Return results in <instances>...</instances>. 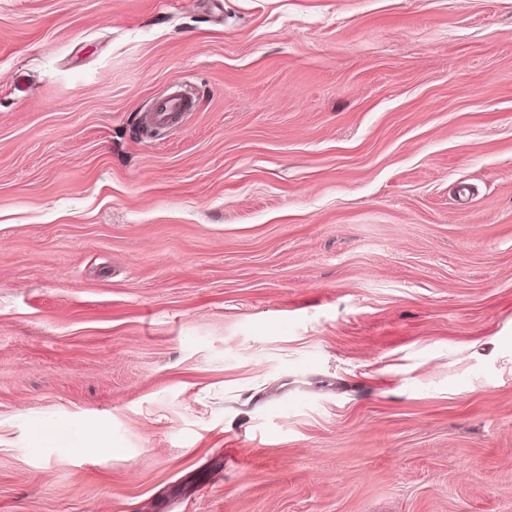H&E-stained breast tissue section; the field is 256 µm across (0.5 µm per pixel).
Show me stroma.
<instances>
[{"label": "stroma", "mask_w": 512, "mask_h": 512, "mask_svg": "<svg viewBox=\"0 0 512 512\" xmlns=\"http://www.w3.org/2000/svg\"><path fill=\"white\" fill-rule=\"evenodd\" d=\"M0 512H512V0H0ZM193 108L191 97L182 92H174L167 98L158 100L153 112H150V120L157 125H166L173 121L182 112H189Z\"/></svg>", "instance_id": "1"}]
</instances>
